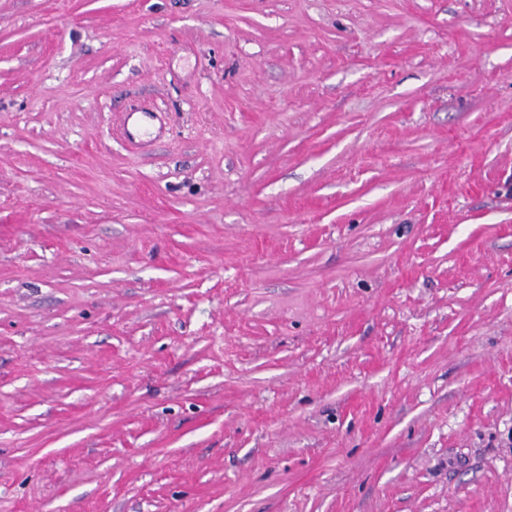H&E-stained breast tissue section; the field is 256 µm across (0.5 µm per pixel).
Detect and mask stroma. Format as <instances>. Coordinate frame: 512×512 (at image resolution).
I'll return each mask as SVG.
<instances>
[{"mask_svg": "<svg viewBox=\"0 0 512 512\" xmlns=\"http://www.w3.org/2000/svg\"><path fill=\"white\" fill-rule=\"evenodd\" d=\"M0 512H512V0H0Z\"/></svg>", "mask_w": 512, "mask_h": 512, "instance_id": "1", "label": "stroma"}]
</instances>
